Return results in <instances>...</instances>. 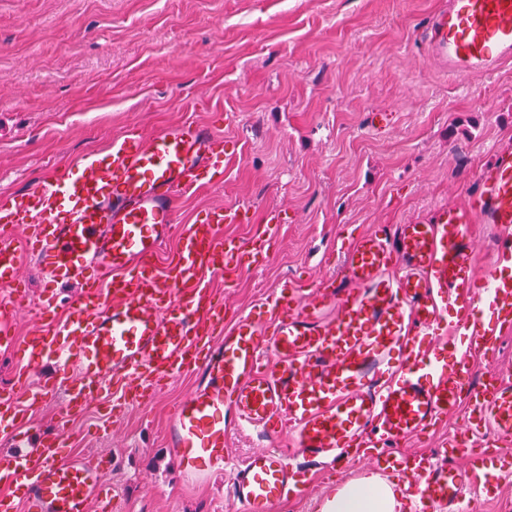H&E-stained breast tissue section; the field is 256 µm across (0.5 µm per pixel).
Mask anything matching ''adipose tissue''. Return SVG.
Wrapping results in <instances>:
<instances>
[{
  "label": "adipose tissue",
  "instance_id": "ef3b65f1",
  "mask_svg": "<svg viewBox=\"0 0 512 512\" xmlns=\"http://www.w3.org/2000/svg\"><path fill=\"white\" fill-rule=\"evenodd\" d=\"M393 484L376 475L345 484L322 507L323 512H398Z\"/></svg>",
  "mask_w": 512,
  "mask_h": 512
}]
</instances>
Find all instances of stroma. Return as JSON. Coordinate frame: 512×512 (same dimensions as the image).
<instances>
[{"label":"stroma","mask_w":512,"mask_h":512,"mask_svg":"<svg viewBox=\"0 0 512 512\" xmlns=\"http://www.w3.org/2000/svg\"><path fill=\"white\" fill-rule=\"evenodd\" d=\"M442 0H0V194L32 184L131 126L194 120L224 137V181L187 196L190 224L247 207L223 231L247 238L282 216L265 264L232 286L250 312L284 281L339 274L336 241L429 219L463 202L495 145L512 146V67L463 84L429 62L420 36ZM187 375L120 418L77 416L71 450L107 457L115 512H238L226 478L187 484L162 446ZM360 467L315 477L273 512H318Z\"/></svg>","instance_id":"1"}]
</instances>
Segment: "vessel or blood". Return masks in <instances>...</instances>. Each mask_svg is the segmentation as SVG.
I'll return each mask as SVG.
<instances>
[{
	"label": "vessel or blood",
	"mask_w": 512,
	"mask_h": 512,
	"mask_svg": "<svg viewBox=\"0 0 512 512\" xmlns=\"http://www.w3.org/2000/svg\"><path fill=\"white\" fill-rule=\"evenodd\" d=\"M427 53L451 82L512 63V0H448L431 17ZM224 177L222 136L192 120L131 130L0 197V353L19 355L20 388H0V512H112L108 459L73 458V419L93 405L145 406L159 382L192 377L163 445L184 481L227 473L241 512L302 497L307 474L364 464L401 481L406 512H478L512 474V374L477 378V360L512 334V148H498L474 190L432 220L380 225L341 245L342 278L283 282L257 314L227 315L212 286L262 263L279 231L266 211L249 246L221 233L240 212L215 205L181 224L186 194ZM492 228L478 274L474 227ZM42 300L11 297L28 268ZM74 298L59 301L60 289ZM61 394L54 428L33 416ZM464 409L431 455L406 450ZM247 429L260 447L232 464Z\"/></svg>",
	"instance_id": "1"
}]
</instances>
